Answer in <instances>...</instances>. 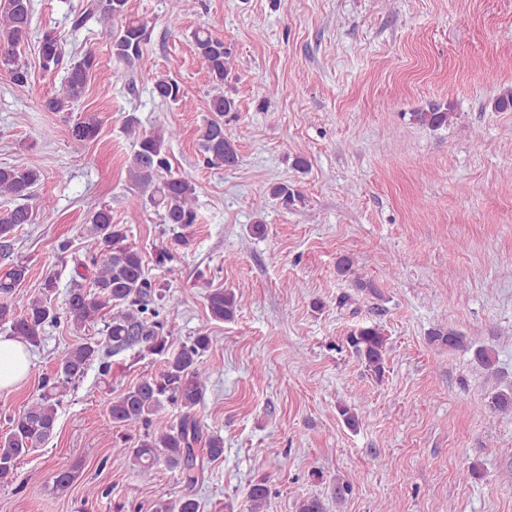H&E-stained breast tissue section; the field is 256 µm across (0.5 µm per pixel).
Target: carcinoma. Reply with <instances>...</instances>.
<instances>
[{
	"label": "carcinoma",
	"mask_w": 512,
	"mask_h": 512,
	"mask_svg": "<svg viewBox=\"0 0 512 512\" xmlns=\"http://www.w3.org/2000/svg\"><path fill=\"white\" fill-rule=\"evenodd\" d=\"M123 23L112 41V54L125 64H132L143 53L149 40L146 24L128 12V0H88L74 13L71 31L77 32L94 19L104 28L112 21ZM33 21L32 0H0V69L17 87L31 83V70L19 61L15 48L26 38ZM196 55L205 66L216 93L211 96L212 118L200 129L199 141L204 164L210 167L234 166L239 157L234 142L224 132V116L237 111L235 98L224 93V81L232 65L231 53L224 39L206 28L191 33ZM38 66L45 74L65 70L61 91L47 96L42 106L47 112H72L85 94L86 86L98 60L91 50L81 57L65 59L63 40L53 30L42 34L39 41ZM145 83L161 100L186 104L188 93L172 78H157L150 72L141 74ZM453 113L449 108L432 106L427 111L411 113V121L432 129L448 126ZM124 129L135 138V151L127 166L128 180L137 193L141 206L161 212L162 223L177 232L178 243L185 250L193 245L191 227L198 223L196 185L185 177L170 175V161L164 151L165 142L176 137L173 129L139 130V120L130 115ZM101 121L95 113H84L69 128L74 151L79 152L95 141ZM40 181L38 170L27 165L0 166V196L14 200V206L0 210V252L7 253L16 231L35 222L37 213H47L51 202L36 195ZM271 198L285 209L304 203V196L295 185L278 182L269 187ZM96 250L78 263V269L66 291L64 309L58 311L51 303L57 288L56 278L48 276L35 295L23 304L16 303L14 292L25 280L29 267L19 260L0 271V327L13 338L37 346L47 326L66 320L73 330L80 331L103 324L100 337H83L64 349L55 360L52 376L42 380L40 393L17 414L6 418V429L0 433V485L13 483L18 465L34 448L48 440L57 421V408L70 386L83 378L94 362H99V375L108 378L112 364L101 357L102 347L114 356L140 347L163 359L157 375L140 379L125 389L109 405L112 425L122 430L128 443L126 458L139 475L150 481L156 470L165 466L177 470L188 486L179 498L161 501L155 512H199L193 488L202 480L206 465L224 455V438L206 434L193 410L204 400L208 373L203 356L210 338L199 335L172 348V334L167 329V313L178 305L163 293L164 284L149 277L142 252L128 243L127 228L112 222V211L101 208L85 225ZM207 308L216 320L235 317L239 301L234 291L216 288L206 295ZM429 341L450 349L473 351L475 362L487 371L495 370L496 353L453 330L437 327ZM352 352L362 361L372 377L380 381L385 374L387 336L377 325H362L346 337ZM168 404L183 409L179 424L163 428L155 416ZM492 412L512 410V392L500 391L487 404ZM77 468L66 462L52 469V488L67 491L77 479ZM270 495L268 479L262 478L247 491L250 512H263Z\"/></svg>",
	"instance_id": "1"
}]
</instances>
